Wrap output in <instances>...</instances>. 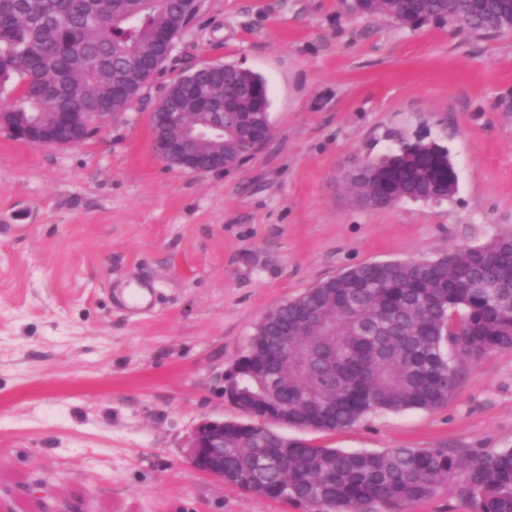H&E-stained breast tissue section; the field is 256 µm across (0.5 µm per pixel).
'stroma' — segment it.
<instances>
[{"mask_svg": "<svg viewBox=\"0 0 512 512\" xmlns=\"http://www.w3.org/2000/svg\"><path fill=\"white\" fill-rule=\"evenodd\" d=\"M262 75L273 131L244 163L157 159L151 113L201 64ZM447 147L440 202L358 205L342 176L417 138ZM512 232V33L471 37L352 12L346 0H200L106 133L37 147L0 133V512H310L195 472L204 418L241 420L223 374L262 316L365 263L435 259ZM154 288L146 314L114 289ZM432 410L338 431L322 448H512V351L455 357Z\"/></svg>", "mask_w": 512, "mask_h": 512, "instance_id": "35a3bbf8", "label": "stroma"}]
</instances>
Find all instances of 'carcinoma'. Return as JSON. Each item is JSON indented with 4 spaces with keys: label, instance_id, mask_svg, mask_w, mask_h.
<instances>
[{
    "label": "carcinoma",
    "instance_id": "carcinoma-1",
    "mask_svg": "<svg viewBox=\"0 0 512 512\" xmlns=\"http://www.w3.org/2000/svg\"><path fill=\"white\" fill-rule=\"evenodd\" d=\"M183 0H0V94L16 84V97L0 105L16 126L41 124L57 112L96 111L101 98L110 111L124 112L157 68L146 70L125 93L112 97V82L140 57L154 53L152 32L196 13ZM368 16L391 18L402 12L400 0H364ZM416 17L452 24L473 35H501L498 21L474 12L468 0H417ZM213 90L236 92L248 83L257 95L244 100L271 120L266 80L230 64L216 75L194 71ZM186 75L175 78L158 103L179 102ZM355 201L369 209L402 200L448 198V151L442 146L407 143L397 153L366 159L362 174L349 182ZM320 312L334 334L340 374L315 361L321 332L288 337V348L304 354L297 369L281 375V397L288 402V424L306 430L348 428L374 412L430 410L456 389L459 373L445 353L480 356L512 351V235L500 234L484 248L456 247L433 262L390 260L354 266L324 280L269 313L257 336H283L304 312ZM271 360L247 356L241 383L253 393L263 386ZM251 434L224 449V465L234 482L253 491L282 496L324 512H405L430 498L456 473L458 495L471 512H512V448H390L383 452H344L307 440L288 444V456H273L279 436Z\"/></svg>",
    "mask_w": 512,
    "mask_h": 512
}]
</instances>
